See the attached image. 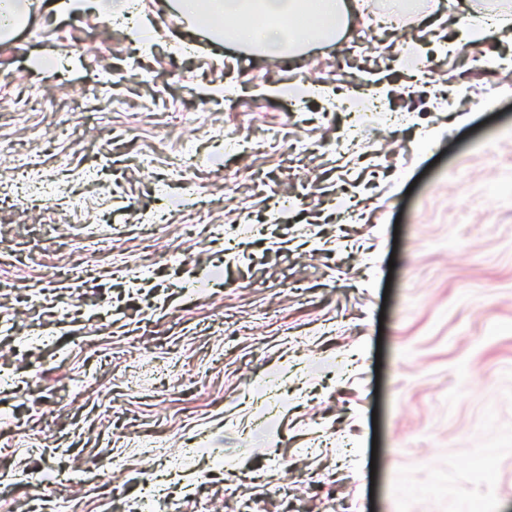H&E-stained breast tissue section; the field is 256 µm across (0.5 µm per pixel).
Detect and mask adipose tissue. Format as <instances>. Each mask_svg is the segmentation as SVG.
<instances>
[{
	"label": "adipose tissue",
	"mask_w": 512,
	"mask_h": 512,
	"mask_svg": "<svg viewBox=\"0 0 512 512\" xmlns=\"http://www.w3.org/2000/svg\"><path fill=\"white\" fill-rule=\"evenodd\" d=\"M172 6L194 26L208 28L216 41L257 47L269 60L338 40L359 9L358 0H172Z\"/></svg>",
	"instance_id": "obj_1"
}]
</instances>
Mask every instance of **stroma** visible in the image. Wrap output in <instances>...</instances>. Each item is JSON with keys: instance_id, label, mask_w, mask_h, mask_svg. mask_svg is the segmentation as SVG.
<instances>
[{"instance_id": "35a3bbf8", "label": "stroma", "mask_w": 512, "mask_h": 512, "mask_svg": "<svg viewBox=\"0 0 512 512\" xmlns=\"http://www.w3.org/2000/svg\"><path fill=\"white\" fill-rule=\"evenodd\" d=\"M133 2L151 21L138 40L124 20L34 6L0 42V99L70 100L100 69L124 103L110 137L81 112L0 111L53 180L102 146L114 170L73 186L104 224L0 207V483L87 512L101 504L70 471L123 500L177 492L180 512H512V38L457 30L490 0H430L434 33L376 30L344 67L333 45L269 61L188 33L167 0ZM409 43L425 68L399 64ZM282 83L388 97L341 156L330 105L264 95ZM152 98L169 124L141 112ZM219 129L277 148L220 169ZM169 191L210 200V221L187 236L189 215L170 216L146 249L141 218ZM79 259L97 283L54 278ZM90 341L108 364L85 384ZM108 399L120 421L92 415Z\"/></svg>"}]
</instances>
